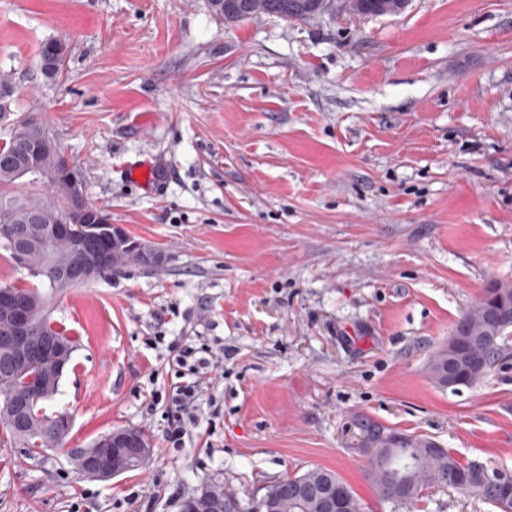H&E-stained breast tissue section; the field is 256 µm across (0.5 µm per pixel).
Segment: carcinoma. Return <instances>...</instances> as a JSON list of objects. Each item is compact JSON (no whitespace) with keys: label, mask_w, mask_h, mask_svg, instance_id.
<instances>
[{"label":"carcinoma","mask_w":512,"mask_h":512,"mask_svg":"<svg viewBox=\"0 0 512 512\" xmlns=\"http://www.w3.org/2000/svg\"><path fill=\"white\" fill-rule=\"evenodd\" d=\"M247 12L246 18L270 16L286 21H306L313 17L311 8L314 0H241ZM211 12L227 23L242 21L240 10L226 6L225 0H208ZM67 56V44L58 39L46 41L40 50V70L46 77L61 73ZM12 76L0 73V123L6 128V138L0 144V249L10 258H15L11 238L20 237L30 251L33 265L41 269L36 283L19 288V291L35 299L33 329L40 333L46 327L44 289L54 290L51 283V269L54 260L70 254L71 245L66 240L45 244L37 230L40 224H57L63 218L73 224H98L111 220L109 213L93 204L75 198L71 189L64 183L35 175H24L17 160L33 144L50 137L47 125L41 120L27 116L11 118V105L14 99ZM63 165V159L53 150L39 156L40 169L53 172ZM31 184H46L56 189L52 197L20 195L15 192L21 180ZM135 264L144 266V257L137 252L125 251L109 256L97 277L107 278L124 267ZM507 297L512 308V284L491 280L483 288L481 297L471 305L455 322L448 343L436 350L429 363V373L434 381L448 386L445 367L452 357L458 340L471 343L481 342L488 337L494 339L490 349L478 350L482 360L479 370L461 368L454 380L453 388H471L491 368L507 356V339L512 333L509 326L496 328L487 319V309ZM53 362L34 363L21 373L10 360L0 356V388H8L15 399L25 404L26 423L21 426L13 416L0 408V428L12 440L26 443L31 448L56 449L65 444L66 437L53 433L45 424L46 399L39 397L34 385L46 378ZM368 433L375 441L387 435L379 427ZM389 436V435H387ZM371 478L384 500L394 504H410L422 496L431 484L443 482L448 487L464 495L476 496L500 510L512 512V472L488 466L477 461L463 463L450 451L438 448L398 434L389 436L385 450L370 457ZM316 487L330 488L343 495L348 512H363V504L350 486L336 472L315 467L300 475L282 478L270 484V488L281 487L276 512H320L318 501L305 496H296L291 487L298 482ZM239 508L236 497L224 492L221 485L209 486V498L196 501V512H225V509Z\"/></svg>","instance_id":"cac0c4a2"}]
</instances>
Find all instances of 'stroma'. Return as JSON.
Masks as SVG:
<instances>
[{
    "label": "stroma",
    "mask_w": 512,
    "mask_h": 512,
    "mask_svg": "<svg viewBox=\"0 0 512 512\" xmlns=\"http://www.w3.org/2000/svg\"><path fill=\"white\" fill-rule=\"evenodd\" d=\"M0 71L85 198L166 254L50 299L75 343L51 406L73 424L63 450L0 431V512H181L210 483L249 512L313 467L364 512H498L440 482L382 500L367 428L512 472V355L458 391L427 371L486 282L512 283V0L237 25L207 0H0ZM145 162L150 186L127 175ZM178 336L225 358L207 443L176 448L145 398L174 383ZM123 428L149 436L146 470L72 468L67 448ZM67 44L58 39L46 41L40 50V70L46 77L61 73L67 56Z\"/></svg>",
    "instance_id": "stroma-1"
}]
</instances>
